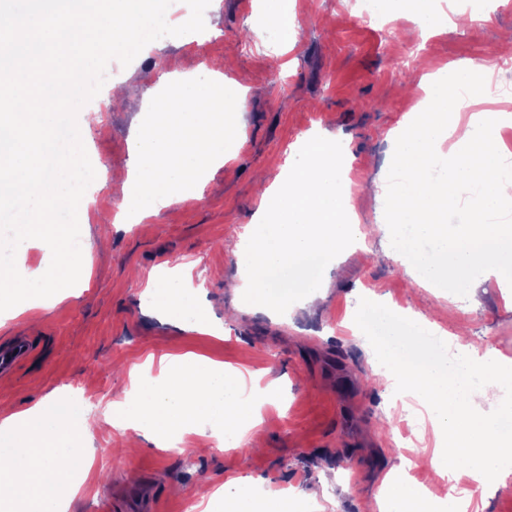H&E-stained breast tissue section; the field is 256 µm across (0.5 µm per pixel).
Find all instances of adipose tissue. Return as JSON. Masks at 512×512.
<instances>
[{"instance_id": "1", "label": "adipose tissue", "mask_w": 512, "mask_h": 512, "mask_svg": "<svg viewBox=\"0 0 512 512\" xmlns=\"http://www.w3.org/2000/svg\"><path fill=\"white\" fill-rule=\"evenodd\" d=\"M261 10L276 41L296 45L300 23L283 0H261ZM469 81L467 68L454 64L422 75L419 86L429 106L408 113L394 137L392 161L401 179L390 192L384 184L369 185L371 192L385 193L389 225H410L434 240L432 249L422 251L402 237L389 251L433 288L450 276L468 286L476 271L493 273L504 287L512 275V226L486 219L492 212H512V156L499 145V131L512 123V114L479 112L460 122L458 91ZM245 103L244 89L226 82L222 69H208L202 83L190 74H167L164 91L149 98L150 119L137 128L127 172L112 182V192L141 221L159 209L178 207L204 173L223 166L224 145L239 131ZM449 139L455 146L448 151V165L433 175L436 148ZM347 186L344 156L333 139L307 134L292 147L287 169L273 176L262 195L266 219L247 226L237 251V293L253 310L272 315L291 298L311 305L322 296V266L361 235ZM471 186L479 189L482 206L459 238H449L448 201ZM145 292L169 320L207 328L199 293L182 287L176 277L149 275ZM392 325V316L385 314L374 328L387 339L376 360L385 381L398 382L427 405L440 447L435 474L458 486H475L485 497L506 486L512 477V435L501 434L499 424L512 417V405L483 414L477 401L512 387V357L479 354L461 343L459 334L449 335L453 367L477 378L474 387L462 390L449 380L447 368L427 359L419 336H397ZM159 366L157 380L133 381L113 399V426L134 429L159 448L188 433L204 438L212 431L222 432L229 447L244 441L258 413L243 395L241 372L194 354L162 356ZM75 416L84 432H91L94 418L51 395L0 419V458L9 461L0 467L1 502L22 503L30 512H64L56 489L76 495L72 466H91L89 453L72 452L68 421ZM380 495L386 512H438L431 498L409 483L383 482ZM205 512H297V502L278 489L259 501L244 494L228 500L217 491Z\"/></svg>"}]
</instances>
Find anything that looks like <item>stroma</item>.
Masks as SVG:
<instances>
[{
	"label": "stroma",
	"instance_id": "obj_1",
	"mask_svg": "<svg viewBox=\"0 0 512 512\" xmlns=\"http://www.w3.org/2000/svg\"><path fill=\"white\" fill-rule=\"evenodd\" d=\"M288 6L302 24L290 50L258 29L257 0H222L219 35L166 37L162 49L127 67L107 66L108 79L126 78L146 90L165 73L201 72L232 48L236 64L226 77L247 89L248 101L242 132L225 145L226 162L210 174L201 197L150 217L147 235L140 225L114 223L121 199L105 189L127 168L143 101L130 98L98 113V126L82 141L103 187L80 232L107 239L108 246L82 269L81 287L61 290L34 310L36 324L24 315L0 322V341L22 337L33 347L12 376L0 377V416L56 390L81 398L100 419L91 447L96 478L72 498L68 512H121L115 496L125 486L150 490L156 512H185L203 475L210 490L229 495L235 480L250 479L256 498L270 487L296 496L314 486L335 488V495L320 500L321 512H381L379 489L390 473L447 498L448 480L432 469L435 438L426 408L409 407L406 419L385 424L394 396L372 356L375 339L346 319L356 307L365 318L382 314L388 304L409 308L447 332L466 327L480 350L512 357V289L492 280L473 292L453 283L419 285L386 256V238L371 232L382 201L358 189L386 175L390 134L404 119L421 75L403 62L415 47H423V59L443 65L465 63L479 74L492 69L495 101L462 108L461 119L512 105V68L495 67L492 55L502 46V32L512 30V6L455 0L447 28L420 39L405 38L412 15L394 7L369 21L352 0H288ZM316 129L347 149L352 204L364 237L332 271L320 309L296 308L274 320L251 312L226 284L237 274L236 245L260 209L256 172L280 170L291 145ZM164 265L203 276L220 334L157 317L144 289L149 274ZM184 353L259 376L260 386L276 385L277 403L262 404L259 424L237 448L214 438L199 453L188 436L175 449L145 442L133 454L115 456L116 443L129 433L113 427L112 399L129 386L131 369L151 357Z\"/></svg>",
	"mask_w": 512,
	"mask_h": 512
}]
</instances>
